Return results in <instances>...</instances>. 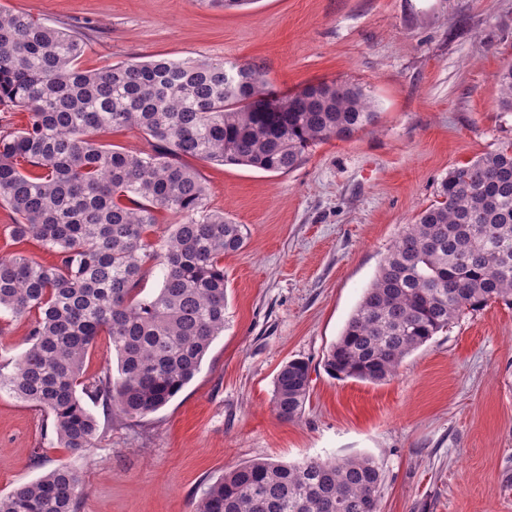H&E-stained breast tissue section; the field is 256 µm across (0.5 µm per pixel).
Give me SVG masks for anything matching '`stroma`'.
<instances>
[{
  "mask_svg": "<svg viewBox=\"0 0 512 512\" xmlns=\"http://www.w3.org/2000/svg\"><path fill=\"white\" fill-rule=\"evenodd\" d=\"M84 33L88 70L133 58L260 66L274 89L361 87L373 126L312 147L287 172L190 160L211 205L246 225L224 257V332L166 406L136 420L89 403L90 456L57 447L33 403L0 391V493L67 465L78 512H194L235 465L372 457L380 512H512V306L466 312L396 376L339 380L324 360L403 225L460 163L512 143L496 73L512 61V0H0ZM308 362L297 421L272 410L283 364Z\"/></svg>",
  "mask_w": 512,
  "mask_h": 512,
  "instance_id": "1",
  "label": "stroma"
}]
</instances>
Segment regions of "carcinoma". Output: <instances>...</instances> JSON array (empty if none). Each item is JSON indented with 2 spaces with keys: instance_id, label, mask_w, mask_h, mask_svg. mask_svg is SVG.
Returning <instances> with one entry per match:
<instances>
[{
  "instance_id": "1",
  "label": "carcinoma",
  "mask_w": 512,
  "mask_h": 512,
  "mask_svg": "<svg viewBox=\"0 0 512 512\" xmlns=\"http://www.w3.org/2000/svg\"><path fill=\"white\" fill-rule=\"evenodd\" d=\"M88 38L25 12L0 11V106L28 123L0 132V201L17 215L11 238H34L56 257L0 256V311L35 314L29 347L0 390L46 411L59 448L87 454L99 425L82 396L111 414L157 411L200 370L224 332V255L242 249L243 224L211 207L185 158L268 172L296 168L319 142L372 125L363 90L318 82L272 89L260 67L222 60H130L87 70ZM512 109V65L495 75ZM136 129L151 150L133 153L98 136ZM176 218L150 239L157 214ZM161 285L139 297L147 273ZM512 305V144L448 172L439 198L399 233L325 367L340 379L381 383L466 311ZM115 351L85 383L84 360L100 336ZM309 366L276 374L273 410L300 418ZM384 478L367 456L288 464L252 461L208 485L195 512H380ZM81 473L58 467L0 495V512H78Z\"/></svg>"
}]
</instances>
